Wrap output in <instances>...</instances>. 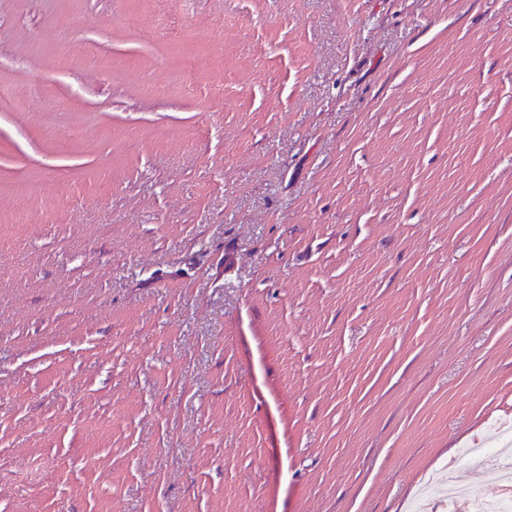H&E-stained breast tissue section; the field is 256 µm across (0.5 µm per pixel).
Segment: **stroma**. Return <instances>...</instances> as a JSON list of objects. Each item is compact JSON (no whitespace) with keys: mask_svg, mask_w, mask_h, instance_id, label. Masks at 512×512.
<instances>
[{"mask_svg":"<svg viewBox=\"0 0 512 512\" xmlns=\"http://www.w3.org/2000/svg\"><path fill=\"white\" fill-rule=\"evenodd\" d=\"M0 512H448L512 443V0H0Z\"/></svg>","mask_w":512,"mask_h":512,"instance_id":"obj_1","label":"stroma"}]
</instances>
